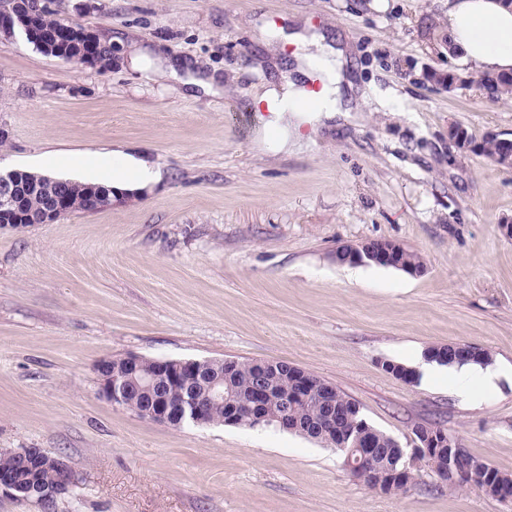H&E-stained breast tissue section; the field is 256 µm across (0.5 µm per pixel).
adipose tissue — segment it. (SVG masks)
Returning a JSON list of instances; mask_svg holds the SVG:
<instances>
[{
    "instance_id": "obj_1",
    "label": "adipose tissue",
    "mask_w": 512,
    "mask_h": 512,
    "mask_svg": "<svg viewBox=\"0 0 512 512\" xmlns=\"http://www.w3.org/2000/svg\"><path fill=\"white\" fill-rule=\"evenodd\" d=\"M446 29L452 46L479 71L512 72V5L503 0H448ZM290 39L298 47L295 73L317 75L322 89L315 93L288 79L279 89L268 91V98L280 99L281 105L272 109L263 131L275 136L280 152L286 154L302 151L299 130L312 117L330 119L343 114L341 87L346 81L343 50L316 34L295 32ZM446 370L456 393L473 403L482 392L494 388L498 377L490 365H451Z\"/></svg>"
}]
</instances>
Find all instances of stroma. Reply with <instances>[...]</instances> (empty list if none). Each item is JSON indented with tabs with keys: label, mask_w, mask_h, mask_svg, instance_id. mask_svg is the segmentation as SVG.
<instances>
[{
	"label": "stroma",
	"mask_w": 512,
	"mask_h": 512,
	"mask_svg": "<svg viewBox=\"0 0 512 512\" xmlns=\"http://www.w3.org/2000/svg\"><path fill=\"white\" fill-rule=\"evenodd\" d=\"M93 1L50 8L111 43V71L0 45V168L43 158L85 182L119 156L159 179L0 228V451L43 449L75 477L47 508L0 493V512H512L417 460L410 490L385 494L273 425L140 417L100 395L96 371L129 354L283 361L404 447L436 424L512 473V169L448 138H512V100L435 82L466 66L439 40L448 0ZM305 29L349 45L365 117L305 125L299 154L258 151L264 93ZM204 75L211 92L191 91ZM372 239L417 252L424 272L337 263L338 246ZM448 343L504 365L476 403L384 368Z\"/></svg>",
	"instance_id": "obj_1"
}]
</instances>
